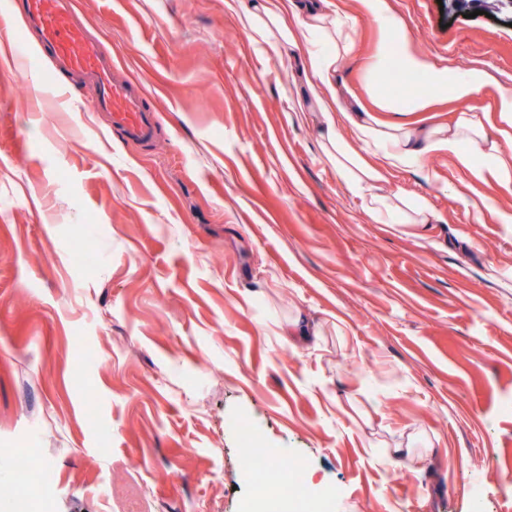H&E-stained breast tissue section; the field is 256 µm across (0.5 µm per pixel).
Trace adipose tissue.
<instances>
[{
  "instance_id": "adipose-tissue-1",
  "label": "adipose tissue",
  "mask_w": 512,
  "mask_h": 512,
  "mask_svg": "<svg viewBox=\"0 0 512 512\" xmlns=\"http://www.w3.org/2000/svg\"><path fill=\"white\" fill-rule=\"evenodd\" d=\"M360 15L374 18L381 39L364 74L380 112H424L434 97L447 96L465 101L487 84L484 71L471 69L459 74L439 68L418 55L402 33L398 18L390 15L385 0H359ZM359 15L328 9L325 0H254L240 9L239 21L262 53L288 49L303 52L302 72L308 93L289 98L292 112H318L325 119L320 145L326 158L348 190L360 198L373 217L386 224H428L439 222V214L422 200L380 191L381 183L393 169L422 167L428 154H445L467 170L474 180L512 184V152L490 138L478 114L463 112L453 123L430 127L386 122L364 105L344 109L336 94V74L344 57L354 49ZM420 74L428 94L396 98L383 93L377 82L381 71L391 65ZM347 124L354 141L336 136V127Z\"/></svg>"
}]
</instances>
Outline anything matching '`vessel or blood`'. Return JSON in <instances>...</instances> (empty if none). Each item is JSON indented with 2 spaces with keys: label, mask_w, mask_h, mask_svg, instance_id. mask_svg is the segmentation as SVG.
<instances>
[{
  "label": "vessel or blood",
  "mask_w": 512,
  "mask_h": 512,
  "mask_svg": "<svg viewBox=\"0 0 512 512\" xmlns=\"http://www.w3.org/2000/svg\"><path fill=\"white\" fill-rule=\"evenodd\" d=\"M27 24L40 36V48L49 52L59 70L93 85V109L108 113L112 128L125 140L152 141L157 119L144 100L143 87L116 79L111 56L86 38L73 20L71 0H21Z\"/></svg>",
  "instance_id": "b4317fda"
}]
</instances>
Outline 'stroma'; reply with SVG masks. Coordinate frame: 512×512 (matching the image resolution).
Returning a JSON list of instances; mask_svg holds the SVG:
<instances>
[{
	"label": "stroma",
	"mask_w": 512,
	"mask_h": 512,
	"mask_svg": "<svg viewBox=\"0 0 512 512\" xmlns=\"http://www.w3.org/2000/svg\"><path fill=\"white\" fill-rule=\"evenodd\" d=\"M0 0V448L48 488L32 512H243L255 478L238 429L307 464L329 512H512V184L445 155L382 190L441 222H377L287 114L298 54H259L226 0H74L118 77L147 92L154 142H129ZM432 64L482 69L462 111L498 123L512 11L385 0ZM378 25L358 22L336 75L346 105ZM468 203H460L459 194ZM300 321L308 337L287 336ZM413 435L414 468L386 454Z\"/></svg>",
	"instance_id": "stroma-1"
}]
</instances>
